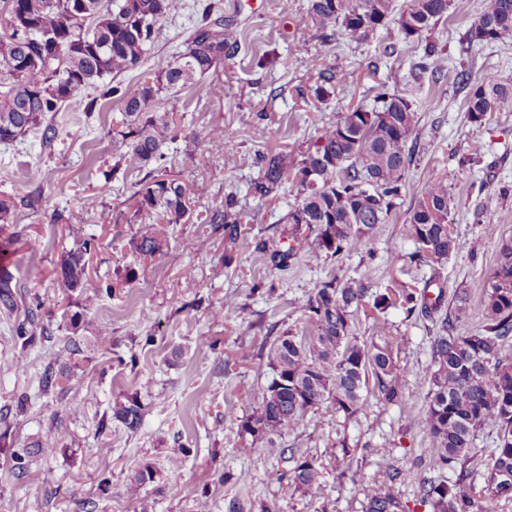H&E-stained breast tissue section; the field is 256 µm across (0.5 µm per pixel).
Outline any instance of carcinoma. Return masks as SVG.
I'll return each mask as SVG.
<instances>
[{
  "mask_svg": "<svg viewBox=\"0 0 512 512\" xmlns=\"http://www.w3.org/2000/svg\"><path fill=\"white\" fill-rule=\"evenodd\" d=\"M8 30L0 32V143H11L33 129L41 131L43 145L56 138L54 114L77 105L86 111L100 99L121 104L124 129L115 132L116 142L128 146L138 160L152 165L135 191V216L143 224L132 240L134 251L152 258L163 250L154 221L180 224L193 214L194 193L167 173L162 147L170 124L158 115V94L198 85L233 48V30L215 19L195 28L185 49L173 58L153 81L133 85L118 83L100 95L82 97L97 89L107 74H121L139 67L157 36L158 23L172 14L174 0H5ZM449 0H405L400 10L394 0H309L308 13L322 31H340L352 43L370 39L389 21H394L404 39L418 38L448 15ZM512 36V0H483L481 11L468 31L471 42H498ZM382 106L357 105L341 112L324 127L318 144L295 160L290 153L259 155L260 177L254 197L276 200L293 180L297 203L285 220L291 225L285 248L271 249L258 239L254 250L269 254L273 268L284 270L288 261L303 256L309 261L341 256L352 247H365L379 224L386 222L401 190L411 155L418 117L409 96L380 86L376 95ZM512 100V83L487 76L474 85L467 97L470 121L480 123L501 103ZM448 184L435 180L419 194L409 217L408 230L426 261L440 266L459 251L460 240L448 230ZM246 206L228 193L224 205L207 211L203 223L224 232V252L237 250L244 240L242 224ZM91 240L61 255L56 278L66 291L83 292L87 281ZM14 275L0 269V310L18 307L19 293L12 286ZM367 296V289L333 277L322 282L308 297L304 309L316 324L317 335L305 342L285 333L277 337L268 353L273 375L259 406L249 415L231 422L240 436L265 441L299 428L309 412L332 404L345 417L366 412L365 392L387 404L402 400L407 372L393 355L383 336L362 339L353 332L352 313ZM408 312L420 310L432 318L438 334L432 343V370L428 374V408L420 427L436 442L432 466L451 470L455 480L425 479L420 483L423 502L432 512H478L466 491L473 475L467 455L474 432L487 422L498 427L497 446L491 464L483 473L485 487L495 496L512 495V359L502 354L512 340V242L502 244L496 267L485 284L483 329L472 331L463 321L468 292L459 291L448 313L442 315L441 297L402 290L398 294ZM40 305L28 308L26 321L16 330L25 350L36 340ZM84 311L71 314L73 336L66 349L82 353L78 335ZM57 358L49 357L40 379L48 395L62 390L61 379L76 373L56 371ZM144 408L132 397L112 407V418L132 432L142 424ZM64 448H45L36 442L27 448L0 445L8 473L14 478L28 474L34 461L48 459ZM289 468L272 473L271 480L287 483L305 497L315 498L323 483L316 459L295 457V449L280 452ZM156 471L142 464L128 476L127 496L136 498L143 486L155 483ZM400 472L386 471L366 488V512H404L396 491ZM226 512H276L267 501L233 498Z\"/></svg>",
  "mask_w": 512,
  "mask_h": 512,
  "instance_id": "obj_1",
  "label": "carcinoma"
}]
</instances>
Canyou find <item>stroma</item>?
<instances>
[{"label": "stroma", "instance_id": "1", "mask_svg": "<svg viewBox=\"0 0 512 512\" xmlns=\"http://www.w3.org/2000/svg\"><path fill=\"white\" fill-rule=\"evenodd\" d=\"M176 2L177 12L162 22L142 65L108 76V83L145 79L182 50L201 23L203 0ZM214 3L236 33L233 50L208 76L220 83L222 95L211 97L199 85L162 94L158 102L174 123V137L163 146L169 171L200 189L195 219L160 225V254L143 259L132 249L140 226L133 193L145 169L112 141L123 119L118 102L108 101L96 112L70 107L56 113L52 146H43L34 132L0 144V196L39 192L44 198L39 209L17 208L9 223H0V241L12 242L0 252V266L14 274L26 302H40L39 320L48 330L47 338L21 350L15 328L24 309L0 311V408L9 413L0 433L15 448L38 440L61 451L20 480L5 478L0 466V512H81L80 501L89 498L98 512H225L234 497L267 500L278 512H364L366 486L389 468L402 473L396 489L406 512H431L420 500L419 481L431 474L435 443L419 423L428 405L436 331L420 312L397 305L380 313L366 303L353 314L355 335L387 337L406 368L401 402L370 401L365 414L352 419L325 404L283 436L282 445L321 465L317 498L270 482V472L281 466L278 456L267 443L239 438L225 416L242 417L257 407L272 377L267 352L276 336H315L303 305L331 277L373 292L407 286L440 289L450 298L468 290L466 324L482 328V284L502 244L512 241V101L483 122H471L468 92L458 75L466 73L474 83L489 75L512 82V38L467 41L482 0H451L447 18L422 39H403L391 25L361 44L323 37L309 17L308 0ZM430 42L443 48L438 71L416 77L414 65ZM264 55L269 62L262 66L258 60ZM314 57L337 76L334 94L324 99L313 94ZM381 83L409 89L417 101V138L397 208L377 226L368 248L339 261L312 264L301 258L287 269H273L251 241L287 244L284 216L297 201L296 189L286 186L271 203L254 199L255 153L284 149L298 156L312 150L338 113L359 104L375 107ZM215 127L224 129L229 144L210 142ZM437 179L448 184V222L462 247L435 268L420 259L407 226L420 190ZM228 192L249 212L247 242L229 261L223 231L199 221ZM89 198L96 199V208L86 207ZM83 239L94 244L87 293L72 296L59 286L54 268L61 253ZM130 266L136 279L106 294ZM228 300L238 310L214 317L213 308ZM84 302L89 310L76 330L85 338L77 358L81 380L65 392L41 394L45 358L75 331L70 316ZM102 327L111 334L109 343L97 339ZM21 395L29 398L22 413L15 409ZM131 396L144 407L135 433L111 417L115 402ZM76 403L82 409L74 414L70 407ZM496 437V425L486 423L469 452L474 477L467 491L480 512H512V497L490 495L482 478ZM181 446L189 448L187 457H178ZM144 462L155 466L165 490L150 484L129 498L127 477ZM348 468L359 471V482L343 477ZM228 470L248 472V485L220 483ZM104 471L112 475L107 487L98 482Z\"/></svg>", "mask_w": 512, "mask_h": 512}]
</instances>
